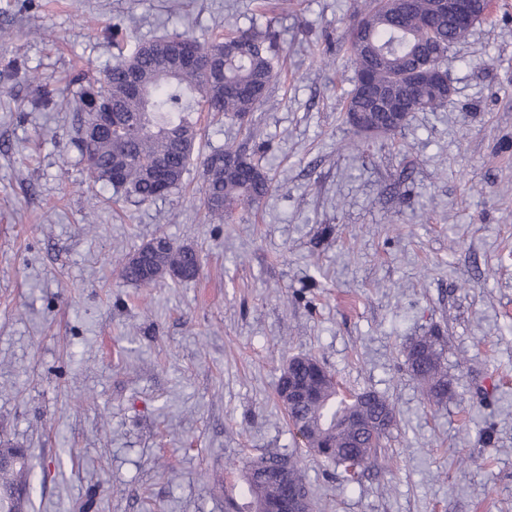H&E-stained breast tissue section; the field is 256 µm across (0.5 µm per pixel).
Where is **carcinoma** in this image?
I'll return each instance as SVG.
<instances>
[{
  "mask_svg": "<svg viewBox=\"0 0 512 512\" xmlns=\"http://www.w3.org/2000/svg\"><path fill=\"white\" fill-rule=\"evenodd\" d=\"M469 30L448 26V15L441 0H368L360 18L352 27L349 59L354 68L353 88L345 100L347 112L371 113V126L380 134H396L407 115L396 122L372 112L370 97L358 89L360 76L386 86L394 99L409 102L408 111L433 110L448 94L432 81L410 84L405 75L416 71L426 49L435 52L432 64L443 67L448 49L464 40ZM186 34L172 33L143 42L129 54L124 52L127 35L113 34L117 54L98 74L80 73L70 80L77 86L74 96L80 112L75 145L80 161L95 159V168L87 170L94 183L121 190L138 203L157 200L153 170L167 169L168 181L163 196L183 185L199 129L195 112H217L237 122L249 139L256 137L252 116L268 101L270 85L280 73L278 57L273 53L275 31L250 27L234 34L191 37L200 58H208L220 47L224 54V92L216 90L211 72L204 67L181 68L174 64L170 46ZM134 77L141 94L127 90ZM112 106L117 121L112 129L94 132L97 113ZM205 181L202 203L212 220L224 221L233 209L258 203L270 189V178L254 154L242 147L216 149L203 160ZM122 279L151 287L160 279H193L201 261L190 245H176L164 235L152 238L134 254L118 260ZM406 365L423 387L428 403L441 405L448 400L450 383L443 363L442 337L433 332L410 342ZM300 386L307 397L301 404L288 406L290 425L301 438L306 451L343 468L347 479L359 478L367 463L377 458L382 442L395 422L394 406L373 391L352 398L340 393L327 370L309 356H293L282 368L277 391ZM0 456L18 460L15 469L0 472V512H17L18 498L10 488L26 486L22 475L30 470L24 453L0 442ZM288 460L284 482L259 472L260 467L275 470ZM247 501L226 499V512H254V508L282 494V486L308 495L300 462L293 457L272 454L253 460L245 470Z\"/></svg>",
  "mask_w": 512,
  "mask_h": 512,
  "instance_id": "carcinoma-1",
  "label": "carcinoma"
}]
</instances>
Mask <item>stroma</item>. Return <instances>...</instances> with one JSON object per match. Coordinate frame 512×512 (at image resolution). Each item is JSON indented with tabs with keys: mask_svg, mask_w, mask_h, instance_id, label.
<instances>
[{
	"mask_svg": "<svg viewBox=\"0 0 512 512\" xmlns=\"http://www.w3.org/2000/svg\"><path fill=\"white\" fill-rule=\"evenodd\" d=\"M0 0V441L33 468L20 512H224L230 467L297 455L315 512H512V0L445 58L452 93L367 137L343 103L362 0ZM274 21L285 61L253 114L268 194L224 224L200 205L203 125L183 189L88 190L67 83L133 42ZM38 75L54 103L37 105ZM101 205L92 206V196ZM202 269L145 289L114 259L157 235ZM440 331L453 393L404 365ZM395 406L359 482L304 454L276 395L289 357Z\"/></svg>",
	"mask_w": 512,
	"mask_h": 512,
	"instance_id": "stroma-1",
	"label": "stroma"
}]
</instances>
